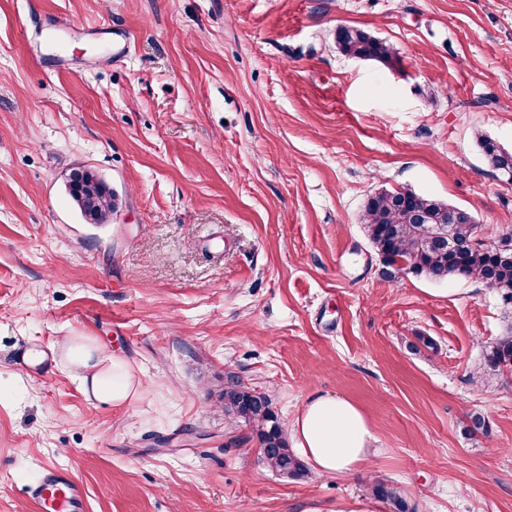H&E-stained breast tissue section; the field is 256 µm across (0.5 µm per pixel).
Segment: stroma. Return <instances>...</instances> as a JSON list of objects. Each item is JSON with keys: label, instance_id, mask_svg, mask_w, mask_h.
I'll return each mask as SVG.
<instances>
[{"label": "stroma", "instance_id": "obj_1", "mask_svg": "<svg viewBox=\"0 0 512 512\" xmlns=\"http://www.w3.org/2000/svg\"><path fill=\"white\" fill-rule=\"evenodd\" d=\"M341 26L396 61L345 56ZM481 133L512 149V0H0V512H35L50 465L87 512H390L377 480L416 512H512V374L483 368L512 305L387 278L361 221L409 188L512 230ZM84 167L106 223L68 196ZM66 336L126 359L139 399L85 394ZM230 375L285 424L352 401L379 454L275 473L217 404ZM70 187V198L91 223L102 224L112 214V191L94 172L87 169L74 171ZM370 492L377 500L387 503L392 512H413L398 489L388 483L375 482L372 484Z\"/></svg>", "mask_w": 512, "mask_h": 512}]
</instances>
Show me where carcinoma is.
<instances>
[{
    "mask_svg": "<svg viewBox=\"0 0 512 512\" xmlns=\"http://www.w3.org/2000/svg\"><path fill=\"white\" fill-rule=\"evenodd\" d=\"M336 45L347 56L393 62L395 51L387 42L357 28L336 29ZM483 153L493 169L512 176V151L484 135H479ZM68 194L81 214L93 224H102L112 214V191L94 172L79 169L72 173ZM448 205L410 189L381 190L370 195L362 215L367 236L385 266V275L410 268L434 281L449 277L475 279L512 302V261L496 257V245L485 241L455 256L429 246L430 228L445 219ZM485 369L512 370V331L493 344L484 356ZM224 418L252 427L260 443L263 463L271 470L293 478H303L307 469L288 447V438L271 408L269 399L236 376L224 382L219 393ZM372 496L388 504L391 512H413L398 489L376 482Z\"/></svg>",
    "mask_w": 512,
    "mask_h": 512,
    "instance_id": "cac0c4a2",
    "label": "carcinoma"
}]
</instances>
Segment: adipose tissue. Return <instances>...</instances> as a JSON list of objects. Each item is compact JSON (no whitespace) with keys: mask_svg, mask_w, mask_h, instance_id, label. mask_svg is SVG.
Returning <instances> with one entry per match:
<instances>
[{"mask_svg":"<svg viewBox=\"0 0 512 512\" xmlns=\"http://www.w3.org/2000/svg\"><path fill=\"white\" fill-rule=\"evenodd\" d=\"M65 351L83 390L96 400L119 406L137 397L141 383L120 357L73 339L68 340ZM289 434L299 453L322 474H353L377 452V438L368 418L343 397L309 395L293 418Z\"/></svg>","mask_w":512,"mask_h":512,"instance_id":"adipose-tissue-1","label":"adipose tissue"}]
</instances>
